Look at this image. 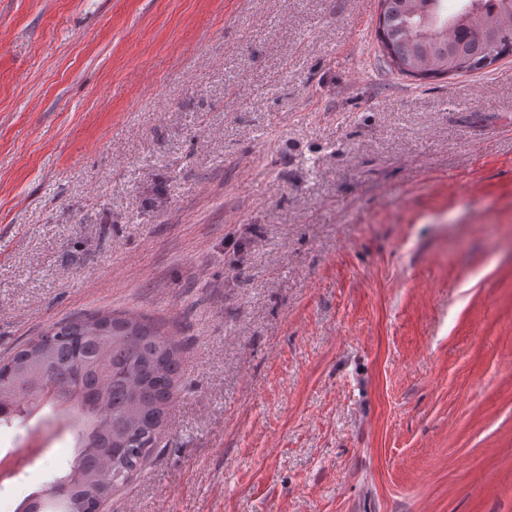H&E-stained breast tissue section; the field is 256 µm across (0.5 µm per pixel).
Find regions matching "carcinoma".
Listing matches in <instances>:
<instances>
[{"instance_id": "obj_1", "label": "carcinoma", "mask_w": 512, "mask_h": 512, "mask_svg": "<svg viewBox=\"0 0 512 512\" xmlns=\"http://www.w3.org/2000/svg\"><path fill=\"white\" fill-rule=\"evenodd\" d=\"M442 0H380L377 42L399 74L445 79L512 57V0H469L451 17ZM181 365L176 341L149 316H79L0 361V421L43 419L76 432L68 469L17 512H87L132 478L157 447Z\"/></svg>"}]
</instances>
